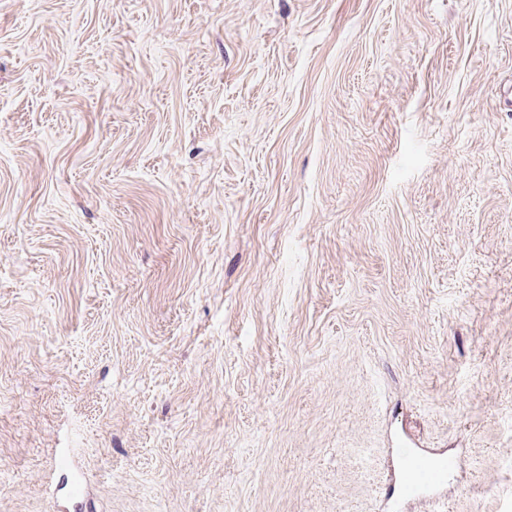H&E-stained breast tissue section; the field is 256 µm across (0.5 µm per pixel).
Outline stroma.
Wrapping results in <instances>:
<instances>
[{"label": "stroma", "instance_id": "1", "mask_svg": "<svg viewBox=\"0 0 512 512\" xmlns=\"http://www.w3.org/2000/svg\"><path fill=\"white\" fill-rule=\"evenodd\" d=\"M0 512H512V0H0ZM452 462L426 452L406 451L401 458L398 475L399 493L403 499H416L444 484Z\"/></svg>", "mask_w": 512, "mask_h": 512}]
</instances>
